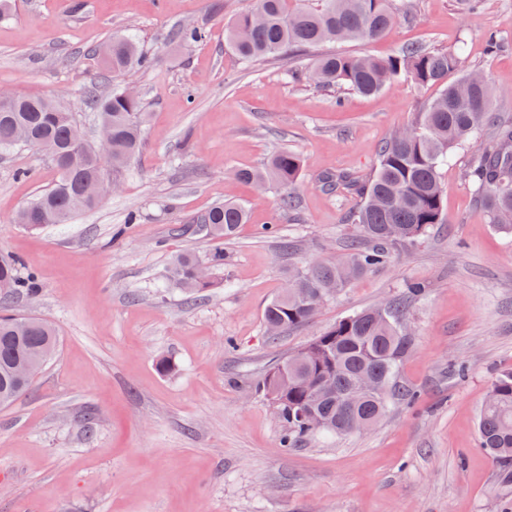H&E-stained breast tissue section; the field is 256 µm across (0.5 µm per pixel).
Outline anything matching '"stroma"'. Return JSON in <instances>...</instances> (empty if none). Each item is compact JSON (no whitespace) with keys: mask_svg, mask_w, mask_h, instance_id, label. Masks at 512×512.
Here are the masks:
<instances>
[{"mask_svg":"<svg viewBox=\"0 0 512 512\" xmlns=\"http://www.w3.org/2000/svg\"><path fill=\"white\" fill-rule=\"evenodd\" d=\"M397 19L376 41L325 43L243 65L224 25L258 0H10L0 17V89L47 97L99 127L82 101L100 82L138 93L143 147L122 183L69 223L30 231L17 211L56 174L32 148L0 153V253L18 257L40 291L11 313L49 321L56 357L33 387L0 407V512H500L496 466L477 414L492 380L512 368V233L490 224L464 178L474 149L440 169L444 221L398 246L391 263L353 281L308 324L267 336L266 304L290 268L342 256L360 199L324 178L375 171L381 145L414 123L438 87L401 78L374 95L306 77L332 52L387 57L410 44L456 51L512 117V0H393ZM182 27L204 38L177 41ZM505 42L490 52L489 34ZM134 35L150 67L112 77L99 44ZM302 160L292 189L238 180L281 149ZM249 221L224 243V279L187 297L163 286L170 258L205 254L195 221L215 203ZM414 346L400 376L416 404L391 406L362 434L281 445L285 425L257 384L336 321L404 292ZM173 369L160 373L159 358ZM464 364L465 378L449 372Z\"/></svg>","mask_w":512,"mask_h":512,"instance_id":"35a3bbf8","label":"stroma"}]
</instances>
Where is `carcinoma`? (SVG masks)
I'll return each mask as SVG.
<instances>
[{
  "label": "carcinoma",
  "instance_id": "obj_1",
  "mask_svg": "<svg viewBox=\"0 0 512 512\" xmlns=\"http://www.w3.org/2000/svg\"><path fill=\"white\" fill-rule=\"evenodd\" d=\"M394 22L389 0H323L319 9H290L288 0H259L256 12L235 18L224 32L238 58L251 64L329 41L374 40ZM110 46L104 62L114 75L151 64L132 37H114ZM401 76L417 86L436 85L440 92L414 126L382 146L372 179L336 176V185L363 199V205L347 217L358 226L359 237L340 258L311 261L290 272L288 289L280 290L264 311L270 334L306 324L315 300L329 298L351 279L387 265L398 244L415 241L442 223L444 190L439 169L455 148L474 142L491 120L488 80L466 86L471 73L463 69L459 54L427 50L418 44L387 59L335 52L311 62L315 84L342 86L362 95L378 93ZM84 101L107 124L110 160L101 161L91 148L81 146L74 132L75 113L45 98L21 97L12 106L0 98L1 152L20 146L14 137L23 134L34 147L42 142L55 147L49 155L57 174L55 182L16 216V223L31 231L66 224L74 214L94 208L102 199L99 181L120 184L128 163L140 151L145 114L138 97L124 88L104 95L98 85L90 84L84 90ZM494 130L496 145L476 150L466 177L489 222L512 232V121L499 118ZM300 171V157L284 149L273 154L264 167L242 169L236 176L258 190L264 185L283 189L280 205L289 210L295 207L289 189ZM196 223L209 241V251L203 256L194 252L177 255L164 271L170 287L191 294L216 285L215 275L224 270V241L247 223V210L226 201L210 207ZM19 266L15 257L0 258V303L19 292L38 293L36 277L22 276ZM422 289L419 283L411 284L404 295L385 306L337 321L304 349L271 368L261 392L286 425L283 447L317 434L348 435L359 424L369 429L391 404L417 401L415 392L399 380V370L413 346L404 320L411 300ZM18 320L11 314L0 316L1 407L13 404L32 386L48 364L39 361L40 355L59 346V336L47 321L29 317L20 327ZM319 375L332 379L333 391L315 389ZM361 378L373 380L375 388L351 405L348 396ZM478 428L481 447L498 466L500 488L512 493V371L497 375L491 384L479 411Z\"/></svg>",
  "mask_w": 512,
  "mask_h": 512
}]
</instances>
